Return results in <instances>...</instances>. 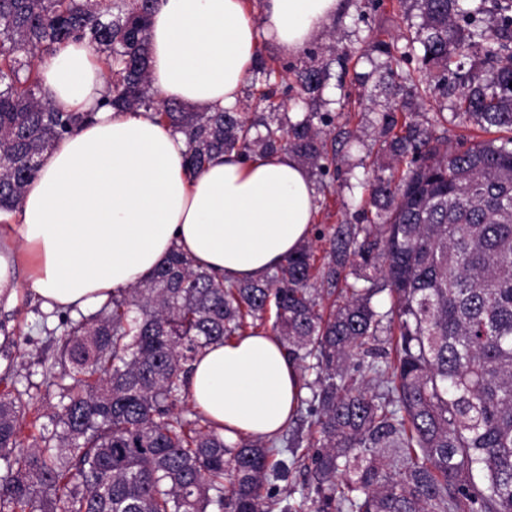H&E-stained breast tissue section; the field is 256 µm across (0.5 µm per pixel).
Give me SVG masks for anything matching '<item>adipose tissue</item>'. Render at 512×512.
<instances>
[{
  "instance_id": "1",
  "label": "adipose tissue",
  "mask_w": 512,
  "mask_h": 512,
  "mask_svg": "<svg viewBox=\"0 0 512 512\" xmlns=\"http://www.w3.org/2000/svg\"><path fill=\"white\" fill-rule=\"evenodd\" d=\"M340 0H158L148 30L149 80L165 100L235 108L262 42L300 53L331 22ZM51 99L92 123L42 159L0 229V302H13L25 266L48 309L85 312L146 280L171 250L231 281L281 265L311 234L318 213L306 165L291 153L225 154L196 177L183 169L182 134L149 112L105 106L108 75L87 42L38 62ZM303 391L300 373L271 331L213 343L188 375L190 402L226 443L285 428Z\"/></svg>"
}]
</instances>
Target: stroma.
<instances>
[{
  "label": "stroma",
  "mask_w": 512,
  "mask_h": 512,
  "mask_svg": "<svg viewBox=\"0 0 512 512\" xmlns=\"http://www.w3.org/2000/svg\"><path fill=\"white\" fill-rule=\"evenodd\" d=\"M418 22L413 0H344L336 19L301 54L284 56L268 45L259 47L265 57L292 69L314 56L330 64L331 77L318 108L331 113L333 131L344 134L345 140L338 146V174L315 184L316 230L362 221L373 164L381 157L376 138L381 114L387 107L402 105L386 86L382 64L387 55L406 54L410 57L407 71H418L420 56L408 51ZM344 55L352 58L345 70L338 63ZM1 325L12 341L0 340V393L15 386L29 388L36 409L47 416L53 414L60 395L57 387L44 383L42 362L53 353L54 338L64 333L57 314L43 309L24 285L13 308L0 305Z\"/></svg>",
  "instance_id": "stroma-1"
}]
</instances>
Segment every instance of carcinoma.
<instances>
[{
    "instance_id": "obj_1",
    "label": "carcinoma",
    "mask_w": 512,
    "mask_h": 512,
    "mask_svg": "<svg viewBox=\"0 0 512 512\" xmlns=\"http://www.w3.org/2000/svg\"><path fill=\"white\" fill-rule=\"evenodd\" d=\"M415 0L429 78L389 74L406 104L435 93L481 131L448 146L436 124L393 109L364 224L307 241L274 272L226 283L173 250L155 273L97 313L62 317L45 382L60 389L56 428L27 441L29 391L0 393V512H512V0ZM156 0H0V211L20 203L43 155L90 115L52 102L31 61L85 40L112 78L106 104L154 113L186 138L198 174L236 152L293 153L326 176L336 138L305 117L282 122L288 68L261 54L255 120L161 100L147 73ZM328 77L295 74L306 108ZM322 254H317V251ZM387 293L389 303L376 297ZM273 317H268V314ZM271 322L311 391L308 493L273 482L294 439L224 442L191 405L189 365L208 345ZM386 337L388 348L370 346Z\"/></svg>"
}]
</instances>
